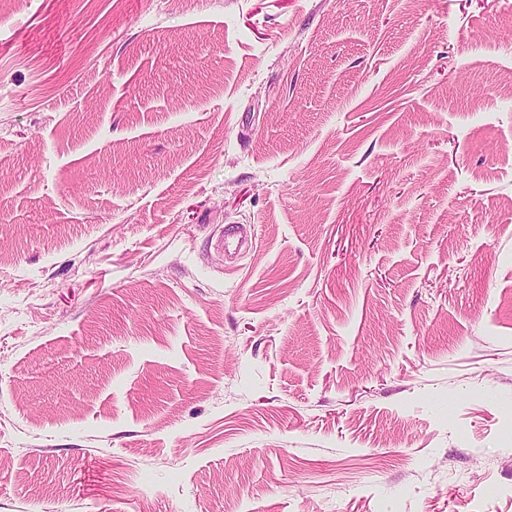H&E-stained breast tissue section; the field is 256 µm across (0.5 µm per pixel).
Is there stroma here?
<instances>
[{"instance_id": "obj_1", "label": "stroma", "mask_w": 512, "mask_h": 512, "mask_svg": "<svg viewBox=\"0 0 512 512\" xmlns=\"http://www.w3.org/2000/svg\"><path fill=\"white\" fill-rule=\"evenodd\" d=\"M0 512H512V0H0Z\"/></svg>"}]
</instances>
